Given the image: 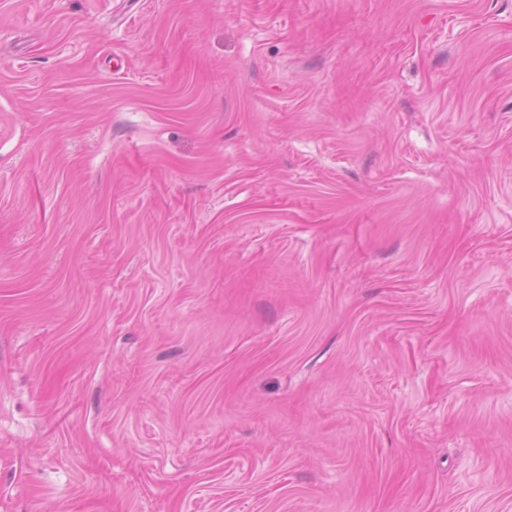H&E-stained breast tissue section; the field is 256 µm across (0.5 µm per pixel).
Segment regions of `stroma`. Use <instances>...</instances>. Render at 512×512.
<instances>
[{"label":"stroma","instance_id":"1","mask_svg":"<svg viewBox=\"0 0 512 512\" xmlns=\"http://www.w3.org/2000/svg\"><path fill=\"white\" fill-rule=\"evenodd\" d=\"M0 512H512V0H0Z\"/></svg>","mask_w":512,"mask_h":512}]
</instances>
